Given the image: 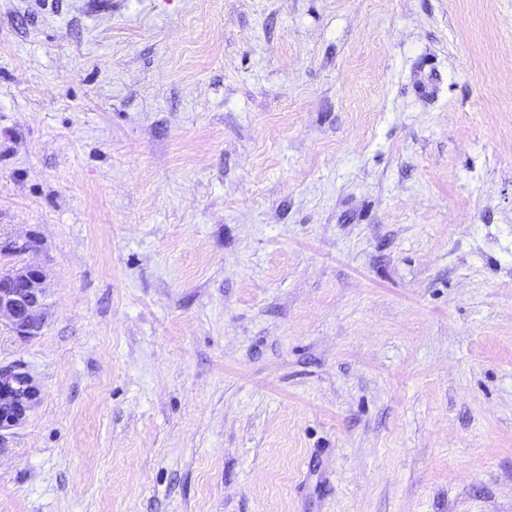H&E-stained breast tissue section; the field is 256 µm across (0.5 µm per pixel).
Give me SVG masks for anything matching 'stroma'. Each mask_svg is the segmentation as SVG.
Wrapping results in <instances>:
<instances>
[{"label": "stroma", "instance_id": "1", "mask_svg": "<svg viewBox=\"0 0 512 512\" xmlns=\"http://www.w3.org/2000/svg\"><path fill=\"white\" fill-rule=\"evenodd\" d=\"M0 512H512V0H0ZM42 284V272L31 265L0 274V317H8L18 336H33L42 328L45 297ZM32 377L17 367H0V432L22 423L39 400Z\"/></svg>", "mask_w": 512, "mask_h": 512}]
</instances>
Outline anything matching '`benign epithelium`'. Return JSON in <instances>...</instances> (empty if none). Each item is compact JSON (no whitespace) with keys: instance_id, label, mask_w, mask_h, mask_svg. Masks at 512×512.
<instances>
[{"instance_id":"benign-epithelium-1","label":"benign epithelium","mask_w":512,"mask_h":512,"mask_svg":"<svg viewBox=\"0 0 512 512\" xmlns=\"http://www.w3.org/2000/svg\"><path fill=\"white\" fill-rule=\"evenodd\" d=\"M42 284V272L31 265L0 274V316L8 317L19 336H33L42 328ZM38 400L39 389L28 373L13 366L0 367V431L22 423Z\"/></svg>"}]
</instances>
